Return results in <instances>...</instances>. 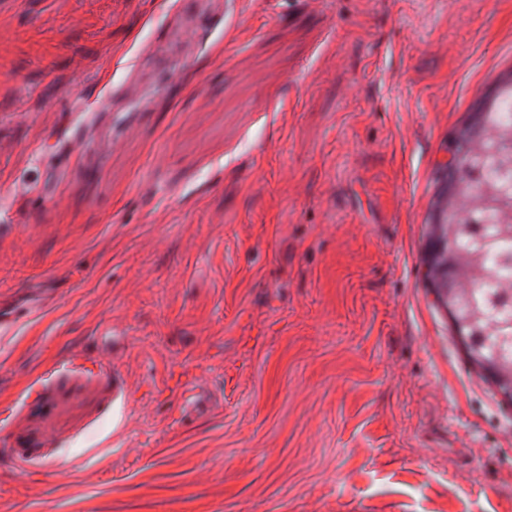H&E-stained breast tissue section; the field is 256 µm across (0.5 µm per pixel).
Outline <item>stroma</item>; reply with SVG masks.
<instances>
[{
  "label": "stroma",
  "instance_id": "stroma-1",
  "mask_svg": "<svg viewBox=\"0 0 512 512\" xmlns=\"http://www.w3.org/2000/svg\"><path fill=\"white\" fill-rule=\"evenodd\" d=\"M509 62L512 0H0V512H512L425 270Z\"/></svg>",
  "mask_w": 512,
  "mask_h": 512
}]
</instances>
